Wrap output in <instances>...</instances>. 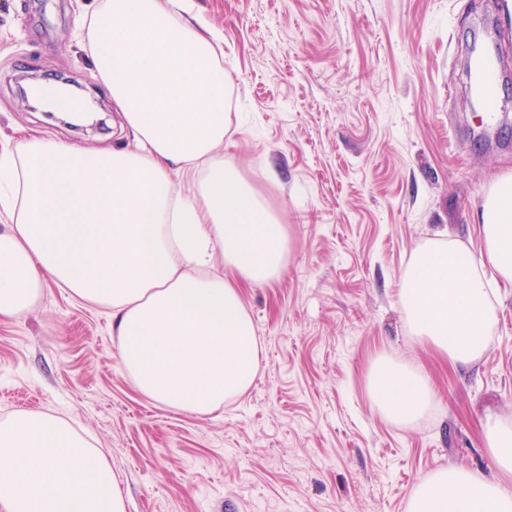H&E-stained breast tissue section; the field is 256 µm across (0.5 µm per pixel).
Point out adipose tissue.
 Here are the masks:
<instances>
[{
    "label": "adipose tissue",
    "mask_w": 512,
    "mask_h": 512,
    "mask_svg": "<svg viewBox=\"0 0 512 512\" xmlns=\"http://www.w3.org/2000/svg\"><path fill=\"white\" fill-rule=\"evenodd\" d=\"M187 0H103L83 26L95 76L109 90L131 142L77 150L26 138L0 153V317L22 314L51 276L106 308L124 370L145 396L204 415L254 383L261 348L238 283H264L284 268L283 224L218 151L231 125L230 79L220 36ZM195 172L192 195L173 177ZM481 251L454 239L418 248L401 277L411 331L457 367L488 349L499 283L512 284V173L488 185ZM368 394L389 421L430 413L433 391L418 371L387 358ZM482 448L499 477L451 465L412 489L406 512H512V422L487 418Z\"/></svg>",
    "instance_id": "adipose-tissue-1"
}]
</instances>
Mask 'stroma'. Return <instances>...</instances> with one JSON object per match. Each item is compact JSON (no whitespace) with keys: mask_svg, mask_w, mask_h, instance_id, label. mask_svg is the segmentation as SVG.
<instances>
[{"mask_svg":"<svg viewBox=\"0 0 512 512\" xmlns=\"http://www.w3.org/2000/svg\"><path fill=\"white\" fill-rule=\"evenodd\" d=\"M101 0H0V151L18 130L80 150L124 144L94 77L82 17ZM219 31L231 80L224 161L284 224L282 275L242 286L263 348L254 385L206 415L140 394L105 308L45 281L0 318V420L68 421L105 449L127 512H406L414 485L457 465L495 476L481 448L512 422V285L484 356L453 367L407 327L399 283L445 231L480 250L490 179L512 171V0H190ZM498 38L501 113L472 111L466 49ZM68 79L104 129L75 128L21 86ZM389 356L435 396L398 426L372 406L367 375Z\"/></svg>","mask_w":512,"mask_h":512,"instance_id":"stroma-1","label":"stroma"}]
</instances>
